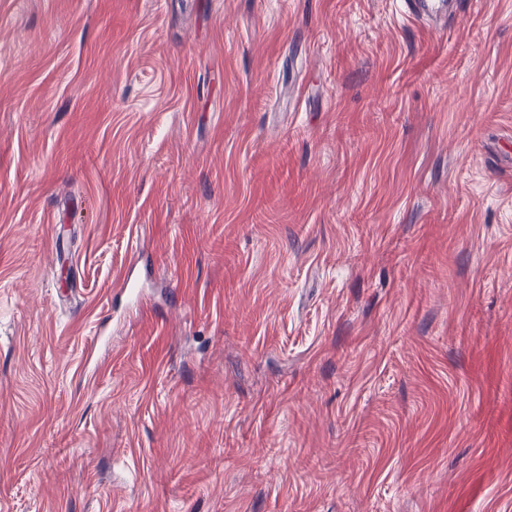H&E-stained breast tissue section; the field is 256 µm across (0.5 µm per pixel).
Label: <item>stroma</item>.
<instances>
[{"label": "stroma", "instance_id": "obj_1", "mask_svg": "<svg viewBox=\"0 0 512 512\" xmlns=\"http://www.w3.org/2000/svg\"><path fill=\"white\" fill-rule=\"evenodd\" d=\"M0 0V512H512V0ZM408 17L415 20L446 19L454 3L451 0H406Z\"/></svg>", "mask_w": 512, "mask_h": 512}]
</instances>
